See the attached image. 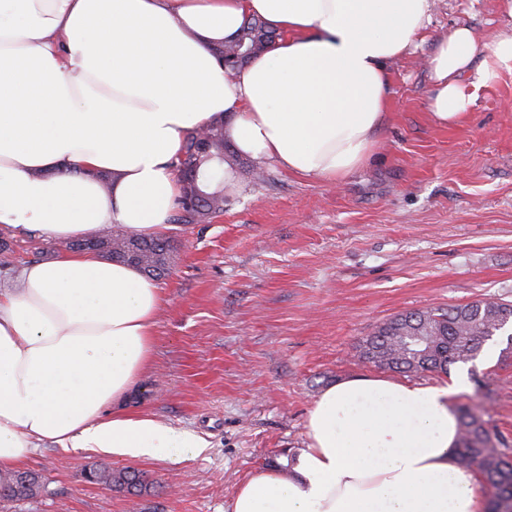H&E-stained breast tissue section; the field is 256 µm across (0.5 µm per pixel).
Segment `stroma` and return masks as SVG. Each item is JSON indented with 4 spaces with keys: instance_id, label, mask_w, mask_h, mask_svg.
<instances>
[{
    "instance_id": "1",
    "label": "stroma",
    "mask_w": 512,
    "mask_h": 512,
    "mask_svg": "<svg viewBox=\"0 0 512 512\" xmlns=\"http://www.w3.org/2000/svg\"><path fill=\"white\" fill-rule=\"evenodd\" d=\"M465 25L512 37V0H431L424 40L389 63V106L374 158L341 184L262 166L241 175L222 217L176 224L177 257L157 279L163 306L150 367L127 411L197 436L182 459L37 449L26 467L44 496L0 512H226L254 473L280 471L307 444L308 413L328 386L381 375L359 340L390 318L475 300L512 302V72L476 92L467 119L435 124L426 63ZM21 266L67 251L11 231ZM502 336L475 362L457 401L486 408L512 438V357ZM99 463L140 471L136 495L84 475Z\"/></svg>"
}]
</instances>
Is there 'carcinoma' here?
<instances>
[{
	"label": "carcinoma",
	"mask_w": 512,
	"mask_h": 512,
	"mask_svg": "<svg viewBox=\"0 0 512 512\" xmlns=\"http://www.w3.org/2000/svg\"><path fill=\"white\" fill-rule=\"evenodd\" d=\"M276 32L263 20H245L235 38L224 43L217 58L227 72L243 67L237 60L239 43L254 49L253 56L265 51ZM188 168L195 174L190 187H182L174 224H209L224 215V171L237 176L242 172L260 175L256 164L241 158L224 134V119L191 132L175 165L176 174ZM92 245L114 261L131 265L150 278H160L171 269L174 247L166 237L112 232L69 244L72 250ZM512 324V304L478 300L451 306L446 310L426 309L398 315L380 325L358 345L359 357L378 367L399 373L437 372L446 374L451 366L474 361L486 341ZM458 456L475 467L486 500V512H512V445L496 428L488 426L480 410L457 409ZM86 478L107 489L125 485L143 487L136 470L115 473L106 464L88 470ZM45 492V483L32 471L0 475V502L33 499Z\"/></svg>",
	"instance_id": "1"
}]
</instances>
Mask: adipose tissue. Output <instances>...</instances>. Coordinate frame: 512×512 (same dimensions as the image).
I'll list each match as a JSON object with an SVG mask.
<instances>
[{
  "label": "adipose tissue",
  "mask_w": 512,
  "mask_h": 512,
  "mask_svg": "<svg viewBox=\"0 0 512 512\" xmlns=\"http://www.w3.org/2000/svg\"><path fill=\"white\" fill-rule=\"evenodd\" d=\"M430 6L0 0V226L60 241L105 226L162 234L180 195L174 165L185 138L218 116L239 154L343 181L377 148L387 65L422 38ZM249 17L278 38L228 74L214 50ZM428 67L431 117L458 124L472 88L512 71V37L456 27ZM15 279L0 286V471L43 445L131 459L202 448L192 433L116 408L149 364L162 303L151 279L90 253L23 266ZM465 388L462 378L421 386L380 376L327 387L287 474L252 475L230 512H484L477 478L455 452L452 399Z\"/></svg>",
  "instance_id": "obj_1"
}]
</instances>
